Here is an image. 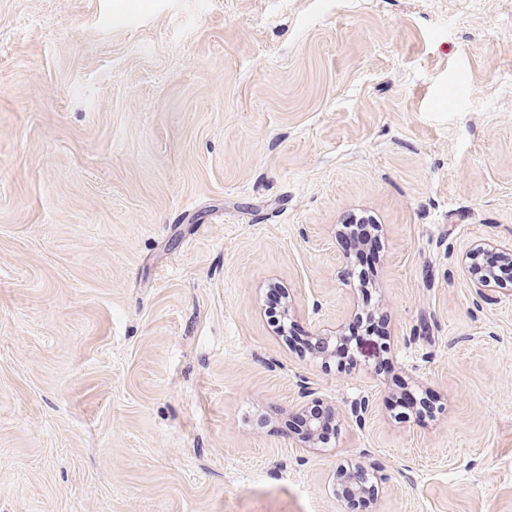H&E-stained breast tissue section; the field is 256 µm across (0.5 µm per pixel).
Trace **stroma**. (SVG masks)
Wrapping results in <instances>:
<instances>
[{
    "label": "stroma",
    "mask_w": 512,
    "mask_h": 512,
    "mask_svg": "<svg viewBox=\"0 0 512 512\" xmlns=\"http://www.w3.org/2000/svg\"><path fill=\"white\" fill-rule=\"evenodd\" d=\"M372 215L393 375L295 351L363 306ZM512 0H0V512H512ZM399 376L435 397L396 420ZM340 408L314 452L300 380ZM360 220L361 217L355 223L348 221L341 224L338 232L351 258L354 284L365 293L368 288H373L370 273L371 276L374 274V267L380 257V240L376 224ZM482 249L485 250L476 257V265L483 270L475 268L471 263L466 265V260H470L476 251ZM502 253L512 259V246L490 240H479L473 244L467 254L464 268L469 281V287L473 288L479 298H486L489 294L488 292L502 289L499 283L493 279L492 275L503 284L510 283L512 278V260L505 257ZM485 270L491 272L492 275Z\"/></svg>",
    "instance_id": "35a3bbf8"
}]
</instances>
